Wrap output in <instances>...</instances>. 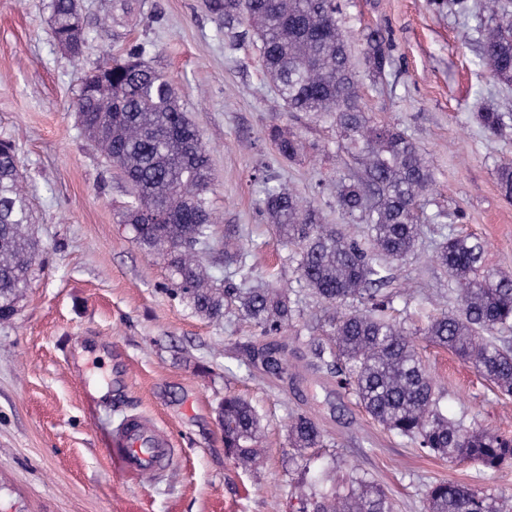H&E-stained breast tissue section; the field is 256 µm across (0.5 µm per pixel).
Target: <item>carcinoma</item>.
<instances>
[{"label": "carcinoma", "mask_w": 512, "mask_h": 512, "mask_svg": "<svg viewBox=\"0 0 512 512\" xmlns=\"http://www.w3.org/2000/svg\"><path fill=\"white\" fill-rule=\"evenodd\" d=\"M57 42L73 56L81 53L86 28L76 24L77 0H50ZM224 21V35H252L260 44L262 64L273 79L278 99L289 112L328 117L341 147L358 171L336 182V205L344 218L367 224L372 247L352 238L342 224H327L312 202L275 183L262 180L265 212L279 241L292 248L289 260L300 279L328 315L329 342L314 349L319 366L352 391L376 422L412 440L429 454L451 461L474 462L498 469L512 462V437L472 430L442 412L441 392L408 334L388 311L393 297L383 291L394 262L412 252L418 238V205L433 181L420 148L404 131L376 122L366 112L360 83L350 65V49L340 24L337 0H211ZM365 64L374 76L391 64L390 44L379 28L361 38ZM146 48L136 45L112 58L103 74L92 70L76 95L81 124L105 158L130 184L134 202L125 223L144 250L166 257L175 277L173 295L219 320L233 306L267 336L279 333L301 315L298 303L267 281L222 286L209 278L205 262L247 267L249 252L227 232L221 248L213 238L208 194L209 154L202 137L179 103L173 82L144 61ZM481 58L490 78L512 85V17L502 11L484 29ZM478 124L495 132L499 112H479ZM278 154L293 161L299 136L287 127L270 131ZM500 188L512 199V163L496 172ZM37 255L30 232V210L15 145L0 140V320L16 311ZM485 241L451 235L435 261L449 272L456 308L433 317L425 335L471 362L501 392L512 395V275L487 262ZM356 304L348 313L336 307ZM281 372V359L270 347L252 346ZM224 447L239 467L259 465L256 448L261 426L246 400L227 396L220 407ZM288 438L302 453L322 446L324 435L303 413L289 418ZM427 512H512V495L498 502L459 484L437 482L426 493ZM300 512H393L386 495L364 478L348 492L330 499L325 492L305 500Z\"/></svg>", "instance_id": "obj_1"}]
</instances>
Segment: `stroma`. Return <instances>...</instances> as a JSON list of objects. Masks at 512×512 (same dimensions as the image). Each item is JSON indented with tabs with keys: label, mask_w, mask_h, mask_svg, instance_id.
Here are the masks:
<instances>
[{
	"label": "stroma",
	"mask_w": 512,
	"mask_h": 512,
	"mask_svg": "<svg viewBox=\"0 0 512 512\" xmlns=\"http://www.w3.org/2000/svg\"><path fill=\"white\" fill-rule=\"evenodd\" d=\"M78 2L90 35L75 58L54 38L49 0H0V139L16 146L38 242L17 313L0 322V512H298L312 490L357 476L383 488L394 512H426L439 481L512 494V465L488 470L422 453L317 366L322 311L288 262L257 179L273 178L341 223L336 182L354 163L335 127L283 111L258 43L225 37L210 0H134L117 22L113 0ZM491 17L487 0H345L340 21L366 110L407 133L434 173L416 247L393 268L396 320L441 379L449 418L512 432V396L424 334L429 315L455 304L434 260L447 235L485 239L489 263L512 274V202L496 176L512 161V88L494 83L478 55ZM376 26L392 64L374 81L360 35ZM138 43L151 45L148 61L173 81L209 150L216 240L233 229L250 251L246 271L216 264L209 276L269 280L301 301L302 317L270 338L288 360L282 374L247 363L259 331L234 309L215 321L173 296L167 261L124 222L120 171L80 127L72 103L84 72ZM484 106L503 114L500 132L473 120ZM276 124L303 141L299 161L277 153ZM228 394L260 418L256 470L237 468L225 451L219 410ZM296 413L316 420L325 447L291 448ZM133 414L172 434L174 461L161 477L129 481L112 455L113 428Z\"/></svg>",
	"instance_id": "1"
}]
</instances>
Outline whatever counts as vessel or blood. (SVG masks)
<instances>
[{"mask_svg": "<svg viewBox=\"0 0 512 512\" xmlns=\"http://www.w3.org/2000/svg\"><path fill=\"white\" fill-rule=\"evenodd\" d=\"M112 453L130 480L163 470L173 457L169 434L141 415L124 417L112 431Z\"/></svg>", "mask_w": 512, "mask_h": 512, "instance_id": "1", "label": "vessel or blood"}]
</instances>
